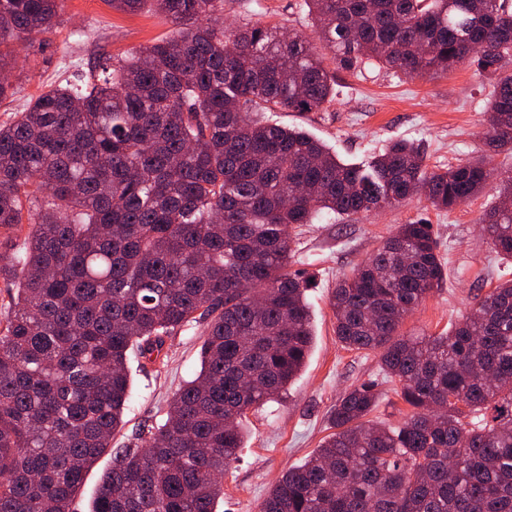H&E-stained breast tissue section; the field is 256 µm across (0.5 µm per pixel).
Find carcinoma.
<instances>
[{
  "instance_id": "obj_1",
  "label": "carcinoma",
  "mask_w": 512,
  "mask_h": 512,
  "mask_svg": "<svg viewBox=\"0 0 512 512\" xmlns=\"http://www.w3.org/2000/svg\"><path fill=\"white\" fill-rule=\"evenodd\" d=\"M173 38L58 85L0 126V512H70L124 425L129 354L207 320L196 376L164 423L124 448L89 512H216L247 414L282 396L314 332L291 231L379 211L422 190L452 209L488 183L486 158L433 171L411 142L348 164L266 112L320 111L336 68L411 78L467 63L489 78L485 145L512 151V0H305L317 41L234 30L223 0H153ZM62 0H0L3 47L61 22ZM482 218L512 260V182ZM445 279L433 225L394 233L331 295L336 336L379 355L409 411L373 421L377 383L346 391L335 432L272 486L259 512H512V281L434 336L399 329Z\"/></svg>"
}]
</instances>
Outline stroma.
Returning a JSON list of instances; mask_svg holds the SVG:
<instances>
[{
  "label": "stroma",
  "mask_w": 512,
  "mask_h": 512,
  "mask_svg": "<svg viewBox=\"0 0 512 512\" xmlns=\"http://www.w3.org/2000/svg\"><path fill=\"white\" fill-rule=\"evenodd\" d=\"M224 21L260 22L282 33L315 35L302 0H224ZM179 28L153 5L134 14L112 9L109 0H64L62 23L43 41L13 45L11 72L15 93L0 101V124L9 121L51 87L88 76L105 56L120 58ZM492 87L466 64L434 78L410 79L390 69L369 66L357 74L336 73V98L317 112H271V123L298 127L325 142L348 163L381 153L394 140L421 148L429 168L465 162L485 147V110ZM497 177L478 195L447 211L432 208L415 194L394 208L304 225L296 236L293 267L310 278L306 292L314 342L287 396L250 412L245 446L224 474V498L217 512H258L272 484L289 468L312 455L330 434V412L343 392L362 382L378 384V407L371 418L394 422L407 406L396 384L370 351L345 349L336 339L331 293L395 231L416 220L433 224L448 279L402 324L405 334H438L469 311L475 297L512 279V262L491 251L480 219L496 202L501 178L512 179V153H493ZM205 325L194 322L167 338L161 355L148 362L131 357V396L124 425L112 445L135 444L143 425L160 424L173 393L200 368Z\"/></svg>",
  "instance_id": "obj_1"
}]
</instances>
